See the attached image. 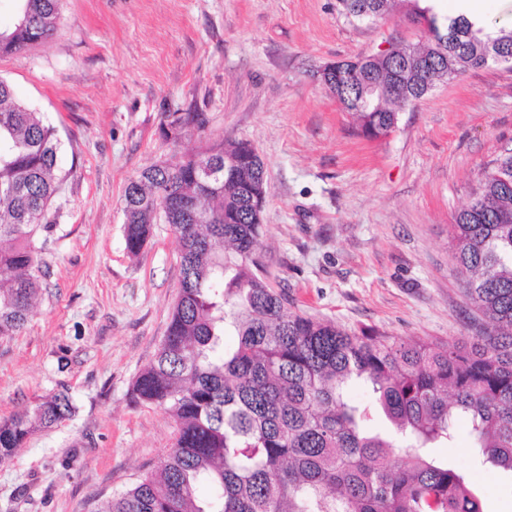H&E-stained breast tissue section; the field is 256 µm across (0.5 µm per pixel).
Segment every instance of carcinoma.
<instances>
[{
  "mask_svg": "<svg viewBox=\"0 0 512 512\" xmlns=\"http://www.w3.org/2000/svg\"><path fill=\"white\" fill-rule=\"evenodd\" d=\"M17 23L0 54L51 38L61 0H15ZM425 41L385 57L321 66L323 86L359 133L378 139L424 96L512 48V29L490 33L463 15L441 18L418 0H338L357 20H385L398 4ZM195 110L170 112L174 142L206 130ZM223 184L200 180V165ZM63 177L53 127L0 79V336L21 332L46 275L34 238ZM265 166L247 140H222L177 164H153L124 190L123 236L138 256L157 217L181 245V279L167 334L133 394L178 423L157 470L115 494L103 512H486L469 473L440 454L468 422L475 460L512 477V153L485 172L453 218L454 263L484 324L468 342L436 346L375 329L355 331L288 311L263 261ZM227 336L236 337L228 343ZM361 380L370 403L349 399ZM74 412L70 396L43 397L0 420V458ZM405 443L402 463L392 457ZM207 484L213 494L198 495Z\"/></svg>",
  "mask_w": 512,
  "mask_h": 512,
  "instance_id": "obj_1",
  "label": "carcinoma"
}]
</instances>
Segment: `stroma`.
<instances>
[{
    "label": "stroma",
    "mask_w": 512,
    "mask_h": 512,
    "mask_svg": "<svg viewBox=\"0 0 512 512\" xmlns=\"http://www.w3.org/2000/svg\"><path fill=\"white\" fill-rule=\"evenodd\" d=\"M422 40L402 7L369 22L336 0H63L51 40L0 55V79L55 128L65 176L49 275L23 331L0 336V419L63 390L76 406L0 459V512H96L173 446L174 418L132 388L166 334L181 246L160 221L130 256L122 195L207 142L248 140L265 164L263 253L290 311L435 344L472 335L451 224L512 151V66L437 83L374 141L313 75ZM190 109L206 136L171 145L166 115ZM447 453L488 512H512V478L472 468L466 422Z\"/></svg>",
    "instance_id": "1"
}]
</instances>
